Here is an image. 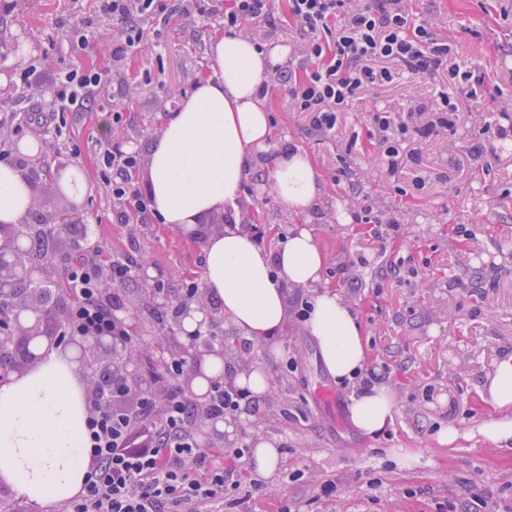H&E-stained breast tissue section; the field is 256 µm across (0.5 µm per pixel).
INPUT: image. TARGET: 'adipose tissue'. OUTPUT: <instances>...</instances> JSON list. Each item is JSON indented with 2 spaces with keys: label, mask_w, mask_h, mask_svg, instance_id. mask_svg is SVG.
Segmentation results:
<instances>
[{
  "label": "adipose tissue",
  "mask_w": 512,
  "mask_h": 512,
  "mask_svg": "<svg viewBox=\"0 0 512 512\" xmlns=\"http://www.w3.org/2000/svg\"><path fill=\"white\" fill-rule=\"evenodd\" d=\"M212 64L197 77L179 108L164 116L142 165V180L157 223L203 241V288L222 307L243 338L280 355L279 333L288 321V290L308 288L312 308L304 324L328 372L355 381L370 352L353 306L324 277L326 255L304 224L294 225L283 247L269 253L238 224L207 229L235 204L253 169L252 150L274 138L262 84L288 57L287 47L263 50L241 35L211 40ZM270 184L296 216L307 215L321 193L309 155L282 151L271 165ZM33 188L23 172L0 161V223H22ZM206 377H224L251 396L271 388L269 372L208 358ZM85 373L71 353L49 350L29 372L0 382V482L46 508L71 498L81 487L90 450L85 436ZM493 414L475 428L448 427L440 444L482 436L501 448L512 446V355L501 359L481 393ZM391 387L379 382L359 390L350 419L366 435L383 432L394 420Z\"/></svg>",
  "instance_id": "1"
}]
</instances>
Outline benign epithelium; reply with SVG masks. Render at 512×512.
<instances>
[{"mask_svg": "<svg viewBox=\"0 0 512 512\" xmlns=\"http://www.w3.org/2000/svg\"><path fill=\"white\" fill-rule=\"evenodd\" d=\"M68 223V217L63 214L37 225L53 242V247L48 254L25 266L19 265L18 258L31 250L30 233L15 227L0 230V303H5L9 311L7 327L0 330V375H21L32 369L42 358L40 341L44 340L49 348L62 344L69 347L74 359L86 368L94 362L112 368L116 366L118 374L130 381L134 376L133 362L126 360L116 364L115 356L119 351L116 342L103 338L90 341L77 335L61 337V330L48 324L50 311L42 297L37 294L24 296L18 291L22 284L56 281L57 259L61 258L60 248ZM215 323L212 313L189 305L182 308L171 331V335L185 340L182 345L187 356L184 383L200 415L211 423L218 421L207 411L216 380L205 375L203 364L208 357H224V340L211 335ZM198 378L207 382V389L202 393L192 389Z\"/></svg>", "mask_w": 512, "mask_h": 512, "instance_id": "obj_1", "label": "benign epithelium"}]
</instances>
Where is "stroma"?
I'll use <instances>...</instances> for the list:
<instances>
[{"mask_svg": "<svg viewBox=\"0 0 512 512\" xmlns=\"http://www.w3.org/2000/svg\"><path fill=\"white\" fill-rule=\"evenodd\" d=\"M415 23L447 35L453 45L446 68L416 75L392 65V83L363 89L333 131L312 127L295 111L281 75L267 81L275 147L256 149L254 169L238 211L224 214L255 231L257 245L274 251L297 218L272 192L269 163L275 148L299 149L313 161L323 197L307 219L327 256L326 277L351 303L370 339V368L388 369L395 396L394 421L382 434L357 431L316 403L318 382L336 386L315 339L297 317L280 334L283 357L259 344L240 349L244 365H261L272 376L269 398L245 399L230 417L233 436L199 426L209 447L250 443L261 434L276 440L281 455L275 475L262 481L246 512H512V451L481 438L442 446V428L468 430L492 413L480 391L502 356L512 354V136L500 139L489 126L512 116V0H404ZM100 0H11L0 10V106H15L18 122L35 112L33 100L16 97L20 73L49 54V67L31 78L50 92L54 69L112 67L111 17ZM90 20L87 44L72 31ZM145 47L123 63L121 79L108 81L89 111L68 117L69 145L46 141L42 154L12 158L31 178L28 223L65 213L87 225L91 245L141 260L156 283L177 292L200 281L201 239L137 219L120 223L106 199L96 146L144 154L166 113L176 111L198 75L209 68L212 37L223 33L217 17L174 16L140 21ZM264 47L289 49L284 72L304 76L310 60L300 53V28L287 0H272L268 18L250 24ZM457 67L482 76L483 97L449 79ZM458 106L451 126L437 123L442 96ZM125 105L114 119L113 104ZM390 111L393 122L435 123L434 133L409 141L397 171L379 148L383 133L369 108ZM77 144L80 157L69 146ZM79 169L87 189L74 197L59 186V172ZM372 215L369 224L357 216ZM132 326L144 354L168 346L167 332L151 321L137 287L125 294ZM295 359L289 370L287 359Z\"/></svg>", "mask_w": 512, "mask_h": 512, "instance_id": "obj_1", "label": "stroma"}]
</instances>
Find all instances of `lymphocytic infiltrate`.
<instances>
[{
	"mask_svg": "<svg viewBox=\"0 0 512 512\" xmlns=\"http://www.w3.org/2000/svg\"><path fill=\"white\" fill-rule=\"evenodd\" d=\"M104 12L120 46L112 55L119 62L141 51L144 34L139 20L146 15L162 19L179 14L181 0H103ZM270 0H232L225 9L209 5V15L220 16L224 31H244L264 18ZM288 12L305 38L303 54L315 64L299 78L285 77L288 97L296 111L308 113L311 124L333 130L344 111L368 86L392 81L389 69H375L376 60H393L414 74L431 75L447 62L452 47L426 24L413 23L401 0H373L360 9L351 0H288ZM107 78L105 71L71 68L53 81L54 104L48 113L31 120L36 127H67L66 113L85 111ZM371 120L385 135L379 143L390 169H397L402 146L411 136L430 135L433 125L392 124L387 112L375 109ZM97 166L113 201L122 204L119 219L128 215L149 220L148 199L131 183L138 166L136 155L99 147ZM139 264L125 254L101 261L97 255L80 256L67 273L73 303L67 333L91 339L110 337L124 350H133L136 338L127 318L118 316L120 289L135 284ZM184 360L161 354L150 365L159 393H137L120 378H113V399L137 396L134 412L106 410L93 388H86L88 416L85 432L91 448L85 480L66 504V512H212L223 504L225 493H235L244 504L234 465L223 462L203 447L190 424L195 406L171 380Z\"/></svg>",
	"mask_w": 512,
	"mask_h": 512,
	"instance_id": "obj_1",
	"label": "lymphocytic infiltrate"
}]
</instances>
